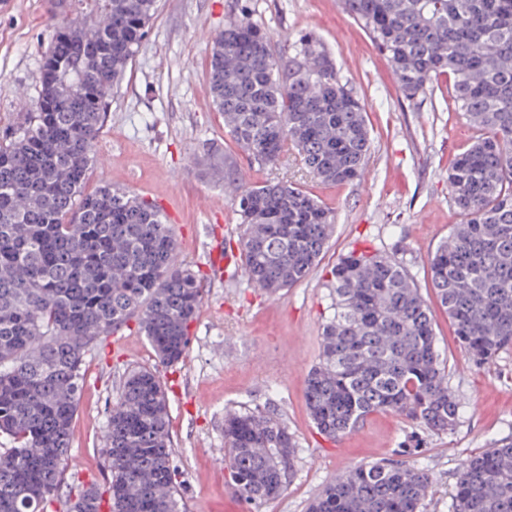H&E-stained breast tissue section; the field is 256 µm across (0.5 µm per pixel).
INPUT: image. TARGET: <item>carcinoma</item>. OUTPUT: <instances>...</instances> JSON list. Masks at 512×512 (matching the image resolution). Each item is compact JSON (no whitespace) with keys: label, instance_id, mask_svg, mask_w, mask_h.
Listing matches in <instances>:
<instances>
[{"label":"carcinoma","instance_id":"obj_1","mask_svg":"<svg viewBox=\"0 0 512 512\" xmlns=\"http://www.w3.org/2000/svg\"><path fill=\"white\" fill-rule=\"evenodd\" d=\"M159 0H49L54 20L34 103L0 130V512H48L63 486L87 354L135 321L158 362L190 343L203 300L177 259L163 212L105 185L83 193L114 87L147 35ZM413 100L452 78L455 110L478 129L448 173L461 220L431 254L429 275L459 346L477 365L512 347V0H339ZM213 107L261 168L300 155L323 185L360 179L370 152L364 105L312 32L274 52L248 15L209 47ZM224 170L243 225L239 261L251 286L276 297L322 260L335 211L288 181L245 185ZM328 273L333 313L306 380L312 423L334 440L369 414L394 412L426 432L456 426L430 307L405 266L352 250ZM110 512H182L168 403L156 372L131 369L105 433ZM298 442L266 408L224 416V468L236 497L258 509L287 489ZM427 470L374 462L336 477L308 512H423ZM70 512H101L92 488ZM449 512H512V440L458 469Z\"/></svg>","mask_w":512,"mask_h":512}]
</instances>
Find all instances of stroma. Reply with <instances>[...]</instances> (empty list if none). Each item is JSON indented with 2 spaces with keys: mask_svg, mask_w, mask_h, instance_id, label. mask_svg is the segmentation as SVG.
Listing matches in <instances>:
<instances>
[{
  "mask_svg": "<svg viewBox=\"0 0 512 512\" xmlns=\"http://www.w3.org/2000/svg\"><path fill=\"white\" fill-rule=\"evenodd\" d=\"M243 11L276 45L306 30L335 53L342 75L366 107L371 148L363 179L323 186L292 156L272 169L253 168L226 135L209 94L208 52L225 22ZM50 31L45 0H0V128L35 98ZM448 89L443 78L426 95L405 99L368 33L337 0H160L112 96L86 189L108 184L156 203L173 226L179 261L202 277L203 304L182 363L160 366L133 324L87 356L65 485L53 512H69L74 487L107 492L105 430L123 374L135 367L157 368L166 388L184 512H246L229 490L218 456L224 413L268 402L297 436L299 453L287 490L262 512H306L336 476L354 466L399 460L401 448L415 439L420 451L409 461L433 480L424 512H448L462 461L512 438V349L490 363L473 364L456 343L446 313L434 307L448 384L460 401L457 424L444 434L426 432L394 413H375L331 442L314 430L304 398L331 303L327 270L349 247L397 255L423 295L434 296L428 258L460 221L450 200L448 167L476 135L466 116L454 110ZM205 142L218 143L237 160L243 181L301 184L335 211L319 266L278 298L251 288L236 265L220 274L211 267L212 248L236 239L239 219L223 178L200 160ZM202 196L210 200V211L200 210Z\"/></svg>",
  "mask_w": 512,
  "mask_h": 512,
  "instance_id": "obj_1",
  "label": "stroma"
}]
</instances>
